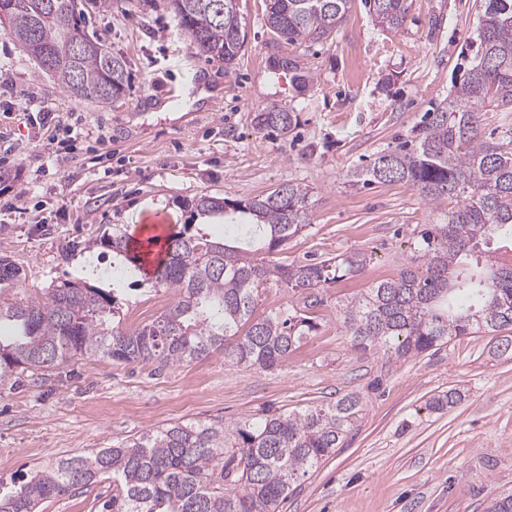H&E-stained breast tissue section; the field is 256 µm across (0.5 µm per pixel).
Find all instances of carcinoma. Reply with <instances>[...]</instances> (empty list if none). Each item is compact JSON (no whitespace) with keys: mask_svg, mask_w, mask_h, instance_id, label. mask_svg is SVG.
<instances>
[{"mask_svg":"<svg viewBox=\"0 0 512 512\" xmlns=\"http://www.w3.org/2000/svg\"><path fill=\"white\" fill-rule=\"evenodd\" d=\"M108 0H0L7 31L38 67L74 96L110 104L128 83L125 63L86 30L88 9ZM354 0H265V24L289 44L332 37ZM375 21L401 27L407 0H364ZM179 27L210 61L231 67L247 42L237 0H170ZM476 55L439 104L395 148L350 173L353 186L406 182L431 205L432 222L418 231L397 274L343 305L342 326L363 350L397 359L418 356L460 336L496 334L493 355L512 359V264L490 257V243L512 242V129L480 135L481 112L512 105V0H480ZM257 125L281 132L291 114L272 109ZM455 200L447 208L441 203ZM308 191L283 183L266 195L228 204L202 196L204 216L243 226L219 242L194 224L170 234L155 287L177 301L131 331L114 325L115 290L63 280L18 300L0 299V382L26 372L42 376L76 358H107L160 367L201 360L212 351L236 364L269 368L318 328L307 310L312 292L360 275L371 261L360 250L315 263L283 265L264 258L309 227ZM112 252V278L133 261L118 233L86 243ZM19 268L0 256V284ZM288 289V308L254 318L260 291ZM455 389L429 400L433 411L460 403ZM348 393L326 405L267 411L232 426L175 423L149 428L112 448L51 462L27 482L0 494V512H37L45 499L112 479L109 512H280L296 483L345 446L363 412Z\"/></svg>","mask_w":512,"mask_h":512,"instance_id":"obj_1","label":"carcinoma"}]
</instances>
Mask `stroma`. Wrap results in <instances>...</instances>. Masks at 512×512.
I'll return each instance as SVG.
<instances>
[{
  "label": "stroma",
  "mask_w": 512,
  "mask_h": 512,
  "mask_svg": "<svg viewBox=\"0 0 512 512\" xmlns=\"http://www.w3.org/2000/svg\"><path fill=\"white\" fill-rule=\"evenodd\" d=\"M477 0H408L405 24L378 25L355 0L328 40L290 44L264 22V0H238L246 46L232 68L209 62L178 26L169 0H110L89 34L126 62L123 98L106 105L67 92L0 27V255L33 290L63 279L111 288L91 274L89 240L120 228L146 237L194 223L203 195L229 201L292 182L309 191V227L273 260L298 263L362 250L354 278L318 289V329L278 366L245 368L223 351L155 369L109 359L75 360L47 377L0 384V482L139 432L182 421L231 425L356 392L364 411L345 447L300 479L282 512H484L512 490V361L490 355L479 333L392 361L358 348L341 327L347 298L396 275L431 207L406 182L353 188L350 171L410 134L447 100L475 48ZM82 128L66 162L50 164L38 104ZM291 113L287 132L259 128L270 108ZM135 274L121 283L120 327L155 319L177 299ZM457 388L454 409L427 401ZM112 482L43 501L39 512H105Z\"/></svg>",
  "instance_id": "35a3bbf8"
}]
</instances>
